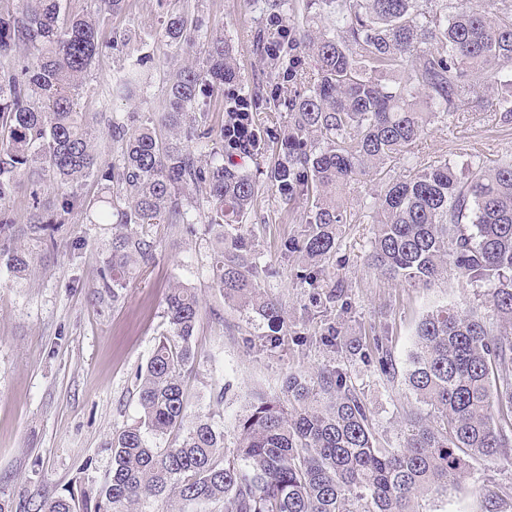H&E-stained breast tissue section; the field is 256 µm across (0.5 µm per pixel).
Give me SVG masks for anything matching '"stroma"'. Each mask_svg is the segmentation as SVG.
Wrapping results in <instances>:
<instances>
[{
  "label": "stroma",
  "instance_id": "35a3bbf8",
  "mask_svg": "<svg viewBox=\"0 0 512 512\" xmlns=\"http://www.w3.org/2000/svg\"><path fill=\"white\" fill-rule=\"evenodd\" d=\"M165 8L202 17L209 31L223 34L238 59L245 85L264 81L266 72L253 35L262 13L253 0H167ZM130 31L140 43L125 53L109 50L113 40ZM100 39L107 48L96 59L80 104L97 112L96 89L110 82L128 58L155 53L146 73L147 90L139 99L115 100L118 116L161 112L166 108L165 79L171 68L160 43L155 0H127L124 10L102 23ZM512 154V123L499 113L460 112L435 123L423 135L414 155L387 163L348 189L352 204L380 193L392 180L403 179L437 160L458 166L473 156L495 160ZM261 223L252 231L261 261L274 274L260 284L288 311L289 332L304 333L298 345L286 341L276 352L263 351V321L248 318L224 304L210 286V256L204 241L162 227L156 260L147 272L128 280L117 304L98 303L93 295L112 231L106 224L86 223L81 214L69 218L68 230L81 239L80 250L62 247L35 263L31 275L14 277L0 262V499L11 512H36L47 498L72 487L100 485L112 468L113 433L138 416L136 373L150 357L164 331V298L183 282L194 286L203 303L192 346L195 365L185 377L190 417H207L224 431L225 447H234L237 419L245 414L254 391H274L292 373L340 368L348 372L366 402L382 444L398 447L400 431L414 398L403 376L386 379L374 363L342 348L327 349L319 341L326 323H335L345 342L366 336L385 338L397 367H404L415 340V327L432 306L454 303L484 308L485 289L459 283L455 276L431 288L396 285L366 265L372 227L340 228L329 273L344 301L314 303L308 285L294 277L285 259L284 240L298 228L302 205H283L275 195H259ZM223 401H216V394ZM512 484V467L474 461L469 474L449 497L427 501L428 512H482L484 488Z\"/></svg>",
  "mask_w": 512,
  "mask_h": 512
}]
</instances>
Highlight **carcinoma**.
Returning <instances> with one entry per match:
<instances>
[{"instance_id":"1","label":"carcinoma","mask_w":512,"mask_h":512,"mask_svg":"<svg viewBox=\"0 0 512 512\" xmlns=\"http://www.w3.org/2000/svg\"><path fill=\"white\" fill-rule=\"evenodd\" d=\"M0 7V261L27 275L34 248L67 243L68 216L112 225L94 296L118 302L126 280L151 265L157 227L203 235L209 279L224 302L266 322L269 349L285 342V311L259 287L260 252L245 227L261 187L304 205L305 223L284 242L295 276L323 287L340 226L371 218L367 264L412 288H431L453 269L487 286L492 316L442 305L420 319L404 371L415 406L399 447L382 446L347 373L290 374L280 391L254 395L236 422L237 442L206 418L188 421L184 378L201 317L196 288L178 282L164 308L166 330L140 369L139 417L112 436V469L91 493L46 499L39 512H173L155 502L214 512H426L472 460L512 467V159L430 164L388 183L369 214H348L346 189L412 153L428 126L469 108L512 119V91L493 94L512 67V3L466 0H261L256 47L267 72L252 88L224 34L203 20L160 16L170 55L204 39L205 55L167 86V110L132 112L108 125L115 155L103 163L101 129L80 111L84 80L102 51L100 24L126 0H97L73 14L63 0ZM146 54L116 71L100 111L145 93ZM224 122L202 120L208 91ZM285 114L281 122L268 104ZM106 181L87 201L78 187ZM31 180L29 223L9 202ZM57 188L53 205L41 181ZM395 374L383 339L350 347ZM483 512H512V489H485Z\"/></svg>"}]
</instances>
